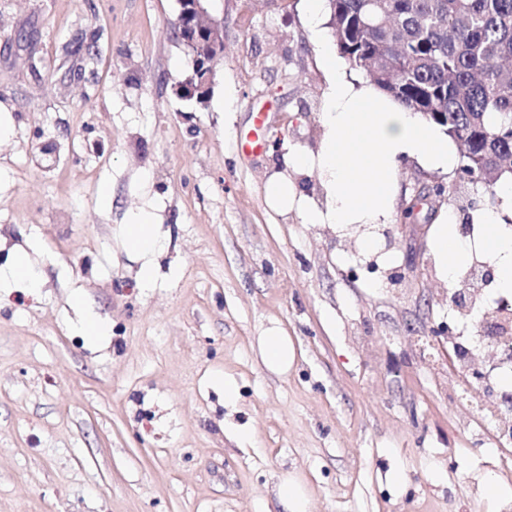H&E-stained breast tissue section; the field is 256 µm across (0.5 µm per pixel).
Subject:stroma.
<instances>
[{"mask_svg": "<svg viewBox=\"0 0 512 512\" xmlns=\"http://www.w3.org/2000/svg\"><path fill=\"white\" fill-rule=\"evenodd\" d=\"M302 3L209 0L224 56L201 105L180 93L177 0H0V267L23 249L42 281L0 289V512H276L285 473L310 512L512 502V470L475 446L479 415L436 389L408 341L449 319L434 230L448 203L410 230L403 209L455 172L405 157L384 223L303 220L326 190L292 157L321 151L333 36H314ZM76 41L97 59L65 55ZM258 103L269 144L247 158L235 138ZM274 176L297 189L289 205L268 200ZM456 186L465 205L476 188ZM148 198L165 250L143 288L122 226ZM368 239L394 278L367 282ZM87 316L103 341L75 333ZM272 330L293 347L288 371L262 359ZM473 479L501 498H472Z\"/></svg>", "mask_w": 512, "mask_h": 512, "instance_id": "obj_1", "label": "stroma"}]
</instances>
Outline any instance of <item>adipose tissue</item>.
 I'll list each match as a JSON object with an SVG mask.
<instances>
[{
	"mask_svg": "<svg viewBox=\"0 0 512 512\" xmlns=\"http://www.w3.org/2000/svg\"><path fill=\"white\" fill-rule=\"evenodd\" d=\"M322 60L329 73L324 108L325 140L317 158L299 153L296 167L316 166L328 192L326 210L309 209L308 224H375L388 216L393 201V173L402 157L423 165L449 168L454 153L447 136L434 124L403 108L369 81L348 74L330 46ZM155 203L133 212L124 226L131 249L141 258L137 278L143 287L156 279L155 259L163 243L153 230ZM501 212L482 213L485 248L493 257L495 284L512 293V225ZM456 214L441 217L435 249L445 274L468 262L470 250L454 229Z\"/></svg>",
	"mask_w": 512,
	"mask_h": 512,
	"instance_id": "adipose-tissue-1",
	"label": "adipose tissue"
}]
</instances>
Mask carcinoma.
I'll list each match as a JSON object with an SVG mask.
<instances>
[{"instance_id":"1","label":"carcinoma","mask_w":512,"mask_h":512,"mask_svg":"<svg viewBox=\"0 0 512 512\" xmlns=\"http://www.w3.org/2000/svg\"><path fill=\"white\" fill-rule=\"evenodd\" d=\"M337 46L411 112H442L465 170L512 172V0H328Z\"/></svg>"}]
</instances>
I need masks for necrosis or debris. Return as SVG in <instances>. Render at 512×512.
<instances>
[{
	"instance_id": "1",
	"label": "necrosis or debris",
	"mask_w": 512,
	"mask_h": 512,
	"mask_svg": "<svg viewBox=\"0 0 512 512\" xmlns=\"http://www.w3.org/2000/svg\"><path fill=\"white\" fill-rule=\"evenodd\" d=\"M490 262L486 252L473 250L468 265L453 276L457 287L467 293L462 314L471 320V340L461 341L451 333L440 339L415 336L411 342L432 370L440 390L481 414L498 462L507 468L512 466V410L501 407L488 392L470 399L467 381L469 371L475 367L483 369L492 380L512 375V303L505 301L501 293L486 289L476 276L477 270Z\"/></svg>"
}]
</instances>
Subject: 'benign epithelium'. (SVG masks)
I'll list each match as a JSON object with an SVG mask.
<instances>
[{"instance_id":"1","label":"benign epithelium","mask_w":512,"mask_h":512,"mask_svg":"<svg viewBox=\"0 0 512 512\" xmlns=\"http://www.w3.org/2000/svg\"><path fill=\"white\" fill-rule=\"evenodd\" d=\"M179 10L176 25L178 38L184 51L191 55L192 72L182 84L184 89H194L195 84H209L214 76L216 60L224 50V25L209 12L208 0H178ZM440 197L444 189L432 192ZM423 188L416 191L404 207V213L413 212L430 194Z\"/></svg>"}]
</instances>
